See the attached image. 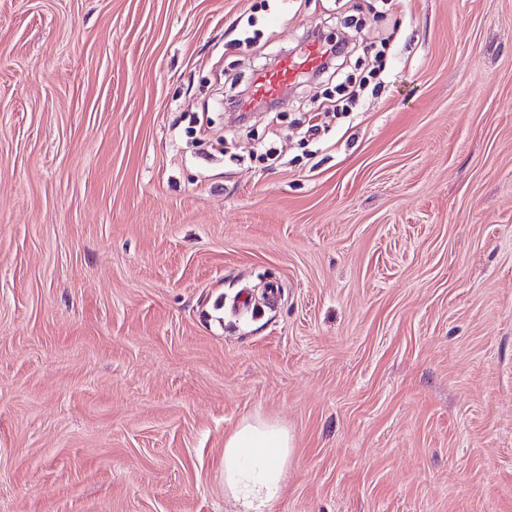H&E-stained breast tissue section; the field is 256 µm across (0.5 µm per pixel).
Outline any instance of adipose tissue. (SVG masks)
<instances>
[{"label": "adipose tissue", "mask_w": 512, "mask_h": 512, "mask_svg": "<svg viewBox=\"0 0 512 512\" xmlns=\"http://www.w3.org/2000/svg\"><path fill=\"white\" fill-rule=\"evenodd\" d=\"M293 441L260 419L242 422L224 439V488L245 512H268L283 490Z\"/></svg>", "instance_id": "adipose-tissue-1"}]
</instances>
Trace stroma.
Returning <instances> with one entry per match:
<instances>
[{
    "label": "stroma",
    "mask_w": 512,
    "mask_h": 512,
    "mask_svg": "<svg viewBox=\"0 0 512 512\" xmlns=\"http://www.w3.org/2000/svg\"><path fill=\"white\" fill-rule=\"evenodd\" d=\"M252 418L271 512H512V0H0V512H235ZM323 47L318 42H309L306 50L298 56H286L277 65L260 73L254 81L255 100L275 99L297 78L299 73L311 72L322 62ZM292 451L284 428L260 419L242 422L224 439L225 490L246 512H267L281 496Z\"/></svg>",
    "instance_id": "obj_1"
}]
</instances>
